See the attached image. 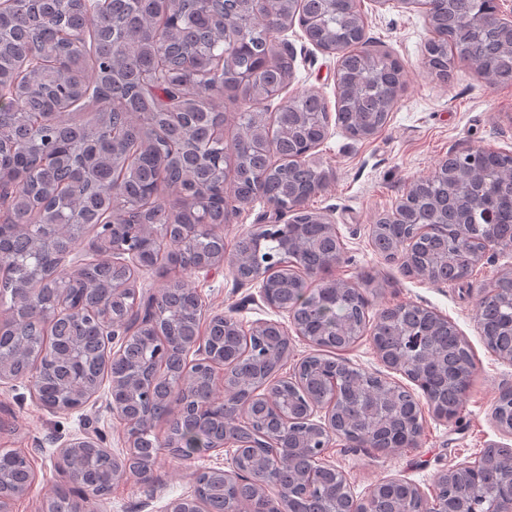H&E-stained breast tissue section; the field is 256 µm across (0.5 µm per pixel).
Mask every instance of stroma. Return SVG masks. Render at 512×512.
I'll use <instances>...</instances> for the list:
<instances>
[{"label": "stroma", "instance_id": "1", "mask_svg": "<svg viewBox=\"0 0 512 512\" xmlns=\"http://www.w3.org/2000/svg\"><path fill=\"white\" fill-rule=\"evenodd\" d=\"M358 7L374 51L402 64L403 87L378 134L359 140L334 124L316 150L333 178L309 206L330 218L342 244L341 258L327 276L353 283L360 274L373 275L374 282L365 292L369 315L401 303L427 307L456 327L474 361L460 417L448 422L424 411L417 447L378 452L333 436L323 461L343 471L352 493L361 499L374 484L390 478L430 492L441 471L477 459L485 448H512V435L503 433L493 418L499 393L512 387V361L486 346L476 319L483 289L512 270V251H487L470 284H432L405 274L400 261L385 259L371 239L375 221L391 213L409 184L429 174L448 155L475 146L512 153V85L489 84L475 66L463 62L455 65L447 81L432 79L423 64L430 32L420 12L392 4L381 8L374 0H360ZM287 39L295 61L283 97L311 91L320 94L328 108H335L337 56L315 49L301 31L288 32ZM266 211L260 201L238 206L223 228L225 256H232L241 237L257 230ZM184 281L200 295L205 316L223 313L246 326L279 318L260 300L259 284L238 280L231 266L209 274L195 272ZM109 399L103 388L86 406L62 413L41 406L28 381L0 384V448L27 453L35 473L31 490L16 501L14 512H40L57 486L69 484L68 475L57 465L58 450L66 440L95 431L104 447L118 456L126 454L127 428L110 409ZM232 458L231 452L221 451L186 461L161 449L149 480L120 477L107 496L89 498L87 508L89 512H166L171 500L193 493L195 470H227Z\"/></svg>", "mask_w": 512, "mask_h": 512}]
</instances>
